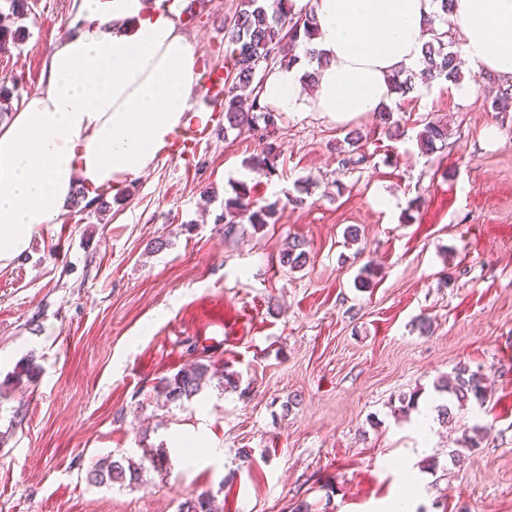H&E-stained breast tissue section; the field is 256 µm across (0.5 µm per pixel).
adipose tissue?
<instances>
[{"label": "adipose tissue", "instance_id": "1", "mask_svg": "<svg viewBox=\"0 0 512 512\" xmlns=\"http://www.w3.org/2000/svg\"><path fill=\"white\" fill-rule=\"evenodd\" d=\"M313 10L312 47L266 77L263 105L338 123L377 113L390 78L418 67L437 0H295ZM81 32L50 52L46 85L0 123V266L55 223L76 186L107 190L141 176L189 121L196 55L171 15L148 0H82ZM448 27L473 72L512 79V0H454ZM316 70V91L302 77Z\"/></svg>", "mask_w": 512, "mask_h": 512}]
</instances>
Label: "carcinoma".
<instances>
[{"mask_svg":"<svg viewBox=\"0 0 512 512\" xmlns=\"http://www.w3.org/2000/svg\"><path fill=\"white\" fill-rule=\"evenodd\" d=\"M9 23L0 24V51L10 45H18L26 38V29L20 21L31 11L30 0H3ZM230 52L227 57L224 77V134L242 126H263L266 132L273 131L281 122L282 114L261 105L258 97H253L250 106H244L240 91L251 89L255 92L259 85L255 79L260 66L275 58L291 66L297 62L296 50L303 43L310 44L316 35V22L312 13L295 10L293 0H239L237 10L227 24ZM443 32L424 43L421 79L424 81L445 80L455 83L460 79V70L453 52L448 50ZM495 112L512 110V89L505 88L490 101ZM447 129L428 122L419 133L421 146L426 150L436 148V143H445ZM361 135L348 138L351 145L349 154L341 159L342 167H357L367 161L361 152ZM274 147L269 144L252 158L250 167L256 172L269 173L274 169ZM277 204H259L251 192L243 189L235 197L224 200V234L236 232L242 218H248L254 229L276 222ZM309 261L304 242L294 240L279 253L280 265L291 270L303 268ZM217 375L210 365L196 362L189 368H182L170 377L160 379L155 386L157 397L167 403H176L195 396L205 381ZM486 376L479 371H471L458 366L446 379L438 382L435 389L446 393L450 400L437 406L438 418L448 423L456 419V412L468 405H481L485 399ZM140 478V465L130 459L114 460L112 456L100 458L88 472L87 479L97 486H110L114 483H135ZM179 512H217L214 497L201 493L181 503Z\"/></svg>","mask_w":512,"mask_h":512,"instance_id":"obj_1","label":"carcinoma"}]
</instances>
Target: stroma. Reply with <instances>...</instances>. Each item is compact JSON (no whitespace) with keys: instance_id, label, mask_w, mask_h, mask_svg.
Segmentation results:
<instances>
[{"instance_id":"obj_1","label":"stroma","mask_w":512,"mask_h":512,"mask_svg":"<svg viewBox=\"0 0 512 512\" xmlns=\"http://www.w3.org/2000/svg\"><path fill=\"white\" fill-rule=\"evenodd\" d=\"M80 2L31 0L26 39L0 54L17 90L0 119L44 86ZM237 4L205 0L182 25L199 68L223 65ZM461 75L465 98L413 81L395 133L320 112L284 114L266 140L210 125L190 159L157 158L105 191L106 211L73 205L42 225L0 268V512H178L205 491L224 512H512V111L488 104L505 80ZM430 121L448 138L428 152ZM353 131L370 160L346 169ZM269 143L274 173L242 177ZM242 185L277 203V221L228 236L219 217ZM295 238L310 260L292 270L279 253ZM27 356L39 372L20 382ZM203 359L237 388L213 379L157 401L161 377ZM459 363L489 376L484 405L423 428ZM476 425L480 447L454 463ZM108 455L141 463L139 482L89 483Z\"/></svg>"}]
</instances>
